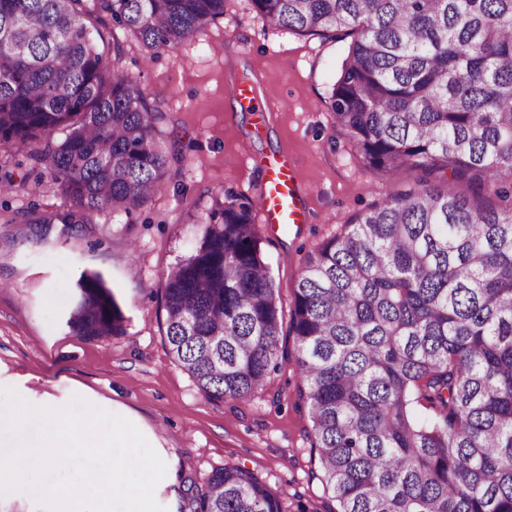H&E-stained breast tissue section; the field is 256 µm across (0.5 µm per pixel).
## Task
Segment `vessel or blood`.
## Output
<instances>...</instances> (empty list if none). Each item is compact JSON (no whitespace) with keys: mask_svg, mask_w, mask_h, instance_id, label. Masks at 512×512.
I'll list each match as a JSON object with an SVG mask.
<instances>
[{"mask_svg":"<svg viewBox=\"0 0 512 512\" xmlns=\"http://www.w3.org/2000/svg\"><path fill=\"white\" fill-rule=\"evenodd\" d=\"M265 178L257 195L260 210L269 224H304L309 213L300 193L294 168L287 157L264 160Z\"/></svg>","mask_w":512,"mask_h":512,"instance_id":"1","label":"vessel or blood"}]
</instances>
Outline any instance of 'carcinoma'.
Instances as JSON below:
<instances>
[{
  "label": "carcinoma",
  "mask_w": 512,
  "mask_h": 512,
  "mask_svg": "<svg viewBox=\"0 0 512 512\" xmlns=\"http://www.w3.org/2000/svg\"><path fill=\"white\" fill-rule=\"evenodd\" d=\"M274 29L357 39L329 95L372 169L448 173L384 200L309 255L289 334L328 512H512V0H250ZM224 0H0V147L50 171L76 207L128 214L167 183L161 111L112 69L87 21L155 49L192 41ZM252 200L219 193L165 275L169 353L208 399L270 385L281 307ZM66 325L100 340L124 316L82 272ZM425 399L437 416L422 420ZM188 512H287L226 465L185 490Z\"/></svg>",
  "instance_id": "cac0c4a2"
}]
</instances>
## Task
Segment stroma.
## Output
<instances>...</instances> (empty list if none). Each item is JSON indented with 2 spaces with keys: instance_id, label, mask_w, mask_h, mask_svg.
Wrapping results in <instances>:
<instances>
[{
  "instance_id": "stroma-1",
  "label": "stroma",
  "mask_w": 512,
  "mask_h": 512,
  "mask_svg": "<svg viewBox=\"0 0 512 512\" xmlns=\"http://www.w3.org/2000/svg\"><path fill=\"white\" fill-rule=\"evenodd\" d=\"M99 30V50L163 112L157 137L181 159L152 203L130 216L92 215L77 231L63 220L73 205L50 173L0 151V179L25 183L0 195V388L38 406L77 395L130 420L166 464L154 496L167 512H180L190 481L224 465L253 471L281 493L287 512H325L294 360H283L269 389L249 401L202 396L164 340V278L192 250L217 192L255 196L262 159L288 154L311 212L305 224L259 227L286 305L319 244L389 188L417 187L424 174L370 170L338 132L328 97L351 37L264 30L250 0H226L223 17L174 49L148 48L111 21ZM245 79L278 111L243 110L235 88ZM84 271L101 273L114 290L123 334L90 341L67 327Z\"/></svg>"
}]
</instances>
